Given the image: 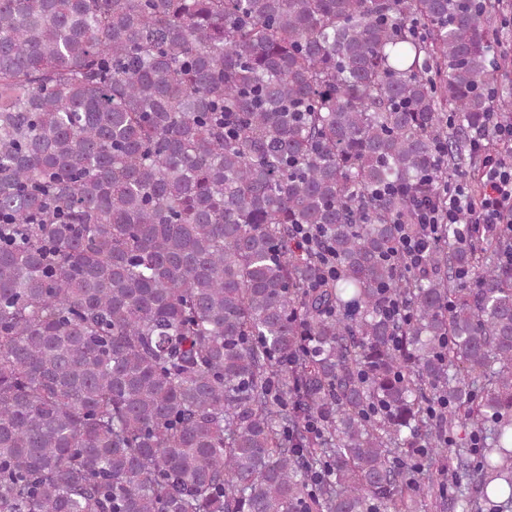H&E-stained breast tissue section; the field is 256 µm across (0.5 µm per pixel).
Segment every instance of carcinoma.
Returning a JSON list of instances; mask_svg holds the SVG:
<instances>
[{"label": "carcinoma", "instance_id": "carcinoma-1", "mask_svg": "<svg viewBox=\"0 0 512 512\" xmlns=\"http://www.w3.org/2000/svg\"><path fill=\"white\" fill-rule=\"evenodd\" d=\"M496 13L0 0V512L512 503V231L396 256L512 110ZM317 238H319L318 232L316 229L311 228L309 225L300 224L294 228L292 239L296 249L301 252H305L306 254L313 256H318L316 255L318 250L316 244Z\"/></svg>", "mask_w": 512, "mask_h": 512}]
</instances>
